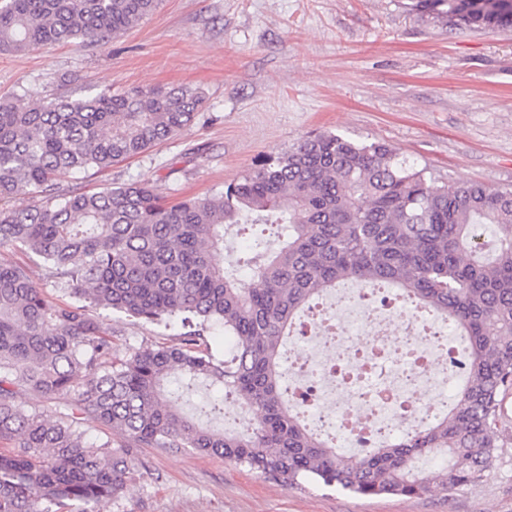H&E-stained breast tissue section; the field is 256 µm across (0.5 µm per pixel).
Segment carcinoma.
<instances>
[{
	"mask_svg": "<svg viewBox=\"0 0 512 512\" xmlns=\"http://www.w3.org/2000/svg\"><path fill=\"white\" fill-rule=\"evenodd\" d=\"M160 0H0V53L57 42L103 45ZM454 26L512 28L506 0H415ZM203 103L188 86L80 98L0 99V512H91L118 500L136 448H189L289 486L364 497L444 496L483 479L512 396V191L442 182L383 142L307 136L220 194L164 200L150 181L88 193L62 176L105 170L186 127ZM20 195L40 197L18 208ZM280 224L275 251L224 263V226ZM491 228L484 247L475 227ZM35 256L58 295L43 294ZM344 280L387 284L446 318L468 343L467 379L448 411L364 458L303 427L280 383L281 348L310 300ZM112 310L180 324L165 346L119 353ZM219 324L233 347L216 358ZM256 416L249 434L183 411L196 383ZM59 407L55 420L18 402ZM95 421L121 439L86 440Z\"/></svg>",
	"mask_w": 512,
	"mask_h": 512,
	"instance_id": "obj_1",
	"label": "carcinoma"
}]
</instances>
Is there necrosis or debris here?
Listing matches in <instances>:
<instances>
[{"instance_id":"4bbe7bcc","label":"necrosis or debris","mask_w":512,"mask_h":512,"mask_svg":"<svg viewBox=\"0 0 512 512\" xmlns=\"http://www.w3.org/2000/svg\"><path fill=\"white\" fill-rule=\"evenodd\" d=\"M333 306L342 322L324 317L309 327V350L288 365L299 417L358 457L447 412V390L463 381L460 352L442 346L447 325L420 324L415 304L372 284L343 290ZM397 309L407 322L395 321Z\"/></svg>"}]
</instances>
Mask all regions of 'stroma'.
<instances>
[{"label": "stroma", "mask_w": 512, "mask_h": 512, "mask_svg": "<svg viewBox=\"0 0 512 512\" xmlns=\"http://www.w3.org/2000/svg\"><path fill=\"white\" fill-rule=\"evenodd\" d=\"M413 0H161L101 47L0 53V99L189 85L204 103L177 136L62 179L96 192L150 180L166 200L215 195L299 139L380 141L442 182L512 189V29L452 26ZM119 348L180 326L112 316ZM94 512H512V430L482 481L448 496L360 497L286 486L187 448H138L117 501Z\"/></svg>", "instance_id": "obj_1"}]
</instances>
